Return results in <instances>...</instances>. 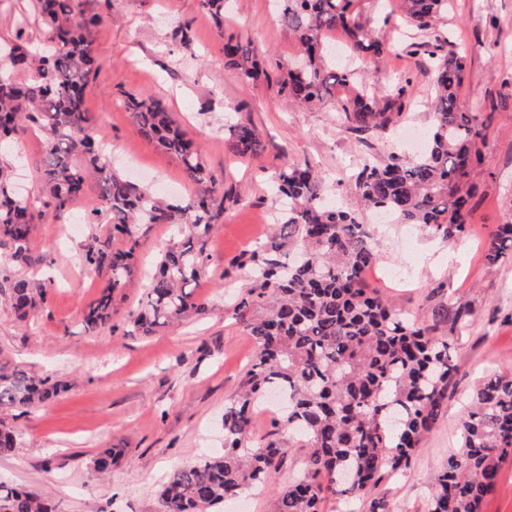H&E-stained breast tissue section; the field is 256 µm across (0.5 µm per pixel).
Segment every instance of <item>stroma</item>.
Masks as SVG:
<instances>
[{
    "label": "stroma",
    "instance_id": "obj_1",
    "mask_svg": "<svg viewBox=\"0 0 512 512\" xmlns=\"http://www.w3.org/2000/svg\"><path fill=\"white\" fill-rule=\"evenodd\" d=\"M85 7L107 14L90 34L101 69L89 85L85 107L93 131L112 147L117 172L157 188L171 186L175 197L195 190L179 161L130 120L125 93H149L161 98L199 143L210 175L230 198L223 223L208 238L206 269L193 286L207 312L153 335L131 331L128 320L140 308L149 284L146 273L160 248L177 238L176 227L156 224L142 238L130 277L114 293L111 325L89 332L82 313L104 279L81 263L80 253L89 237L104 235L106 225H83L74 237L67 230L78 215L96 208V183L88 182L61 217L36 225L35 265L8 264L4 270L45 281L47 302L21 323L0 301V359L33 375L55 374L68 389L42 409L7 416L20 439L12 454L0 457V483L50 495L63 512H158L161 484L224 446V409L240 391L255 352L252 336L233 311L234 298L248 280L228 267L265 239L276 222L275 172L307 162L333 181L350 176L369 154L381 162L393 154L413 157L406 132L430 124L434 75L420 56L404 49V39L422 41L423 32L388 33L387 50L365 57L360 73L377 89L412 77L415 104L398 123L362 140L342 126L331 106L301 108L279 93L278 80L300 59L301 48L279 21L274 0H227L220 32L201 14L198 0H87ZM185 20L193 23L188 52L172 38ZM439 31L450 50L467 58L460 105L498 97L512 73V0H451ZM230 36L266 59L270 82L246 86L225 68L224 40ZM237 123L258 131L257 154L231 152L224 128ZM483 154L472 176L469 230L454 243L407 224L375 225L371 213L363 215L372 225L377 252L366 274L368 286L449 337L458 367L448 401L410 468L375 490L397 512H425L441 465L459 449L462 416L476 387L491 376L512 374V259L490 267L482 258L493 225L512 216V99L493 112ZM0 162L17 166L26 193L40 194L38 132L21 135ZM401 268L409 269L410 285L394 282ZM460 304L470 311L463 324L438 319V312ZM111 447L119 454L110 472L100 474L93 459Z\"/></svg>",
    "mask_w": 512,
    "mask_h": 512
}]
</instances>
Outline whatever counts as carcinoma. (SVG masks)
Listing matches in <instances>:
<instances>
[{
    "mask_svg": "<svg viewBox=\"0 0 512 512\" xmlns=\"http://www.w3.org/2000/svg\"><path fill=\"white\" fill-rule=\"evenodd\" d=\"M225 0H199L200 9L224 31ZM280 19L297 36L305 61L280 79V92L300 105L332 101L347 129L365 134L401 119L412 78L392 92L372 89L354 64L336 67L325 53L327 33L342 29L353 59L384 53V34L355 20L357 0H279ZM403 20L427 33L406 45L436 73L432 124L419 155L406 161L392 155L380 163L362 160L353 181L354 199L341 197L344 181L331 188L306 162L286 165L274 181L285 201L279 224L232 266L249 277L234 312L253 336L256 353L242 392L224 409V448L175 471L159 490L161 512H217L243 490L274 486L273 512H323L329 498L361 503L365 512H392L372 491L386 476L410 468L420 442L436 424L448 385L456 373L445 337L415 316L392 307L366 288L364 272L377 259L362 212H387L399 224H417L444 241L467 232L473 170L482 163L483 111H495L509 95L489 104H459L466 79V56L445 51L437 22L448 0H400ZM46 29L36 43L25 35L30 20ZM105 16L87 14L83 0H32L21 14L15 40L0 43L8 62L0 69V151L29 128L42 136L46 186L37 198L17 193L0 166V253L28 265L31 235L52 212L73 205L88 180L99 187L94 215L109 217V241L93 236L81 259L106 279L85 309L84 326L95 330L112 319V294L131 274L140 238L155 224H185L173 243L161 247L157 266L132 326L153 334L207 305L187 287L204 272L206 238L224 219L228 192L207 173L200 146L175 123L151 94L127 97L139 132L158 142L181 163L194 193L174 203L120 175L103 140L91 130L85 97L101 69L90 40ZM224 66L247 85L270 80L266 61L232 37L224 41ZM233 152L254 155L256 130L227 128ZM512 256V219L495 226L484 261L496 266ZM47 291L21 277L0 275V297L24 321L46 303ZM67 384L50 374L34 377L0 365V416L37 409L56 400ZM276 392L281 413L271 430L253 441L249 425L267 393ZM301 442L303 467L281 485L290 448L285 434ZM18 434L0 419V456L12 453ZM512 453V376H496L477 390L464 412L460 448L437 475L428 512H481L499 482L500 460ZM59 504L19 487L0 483V512H58Z\"/></svg>",
    "mask_w": 512,
    "mask_h": 512,
    "instance_id": "1",
    "label": "carcinoma"
}]
</instances>
